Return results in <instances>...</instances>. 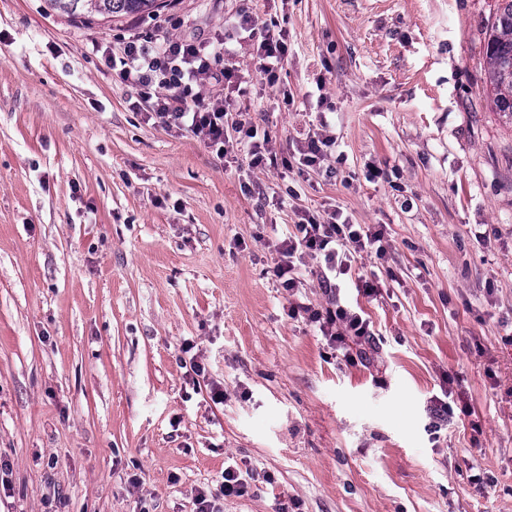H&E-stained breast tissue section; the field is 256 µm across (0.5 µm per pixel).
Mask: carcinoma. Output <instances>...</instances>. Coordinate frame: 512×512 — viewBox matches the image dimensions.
Wrapping results in <instances>:
<instances>
[{
	"label": "carcinoma",
	"mask_w": 512,
	"mask_h": 512,
	"mask_svg": "<svg viewBox=\"0 0 512 512\" xmlns=\"http://www.w3.org/2000/svg\"><path fill=\"white\" fill-rule=\"evenodd\" d=\"M50 8L67 16L118 18L151 14L163 7V0H46ZM484 53L487 81L493 91L495 110L512 125V0H498L489 22Z\"/></svg>",
	"instance_id": "obj_1"
}]
</instances>
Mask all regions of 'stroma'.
I'll return each mask as SVG.
<instances>
[{"label":"stroma","mask_w":512,"mask_h":512,"mask_svg":"<svg viewBox=\"0 0 512 512\" xmlns=\"http://www.w3.org/2000/svg\"><path fill=\"white\" fill-rule=\"evenodd\" d=\"M496 7L170 0L88 22L0 0V512H194L230 465L252 479L223 512H512V128L483 58ZM244 10L286 36L276 85L234 28ZM160 33L233 50L244 84L202 93L249 113L289 168L150 119L120 60L130 35ZM323 121L345 159L333 178L296 167ZM334 209L389 243L354 265L380 294H338L378 340L354 365L288 314L328 307L316 274L292 296L273 275L298 212Z\"/></svg>","instance_id":"1"}]
</instances>
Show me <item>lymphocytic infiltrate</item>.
<instances>
[{
  "label": "lymphocytic infiltrate",
  "mask_w": 512,
  "mask_h": 512,
  "mask_svg": "<svg viewBox=\"0 0 512 512\" xmlns=\"http://www.w3.org/2000/svg\"><path fill=\"white\" fill-rule=\"evenodd\" d=\"M240 22L268 84H275L278 72L288 60V46L276 38L269 27L257 26L249 13H241ZM217 53L205 52L202 46L171 39L147 40L133 35L123 47V80L139 90L141 97L154 99V117L162 124L179 130L187 129L208 146L225 154V124L236 132L253 137L254 127L247 113L233 112L224 99L204 100L198 87L204 80L215 79L227 84L238 82L234 67L214 69ZM279 260L273 274L280 286L295 291L300 282L297 268L319 260L320 285L328 295H335L340 277L350 275L358 257L365 253L384 259L387 246L383 230H371L359 224H342L337 213L324 216L302 214L288 236L277 242ZM291 316H303L318 324L330 347L342 350L346 361H353L352 346L372 344L369 324L356 309L333 304L315 309L297 304L289 309Z\"/></svg>",
  "instance_id": "lymphocytic-infiltrate-1"
}]
</instances>
